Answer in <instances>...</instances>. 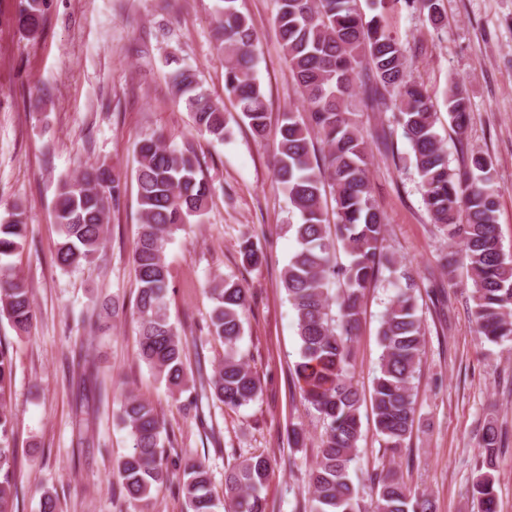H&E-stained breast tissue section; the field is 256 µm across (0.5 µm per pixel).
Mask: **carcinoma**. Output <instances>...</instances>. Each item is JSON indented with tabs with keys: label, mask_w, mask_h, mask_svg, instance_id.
Returning a JSON list of instances; mask_svg holds the SVG:
<instances>
[{
	"label": "carcinoma",
	"mask_w": 512,
	"mask_h": 512,
	"mask_svg": "<svg viewBox=\"0 0 512 512\" xmlns=\"http://www.w3.org/2000/svg\"><path fill=\"white\" fill-rule=\"evenodd\" d=\"M404 2L422 22L445 28L440 0H377L383 10ZM236 0H220L213 15L218 51L224 56V90L241 119L256 137L267 129L264 94L254 75L256 36ZM273 22L279 31L292 80L310 112V124L290 110L279 128L276 177L299 222L289 225L297 249L283 273V288L296 317L299 361L295 373L303 399L320 415L322 446L309 474V512H434L430 497L411 489L393 468L374 480L375 497L361 506L350 471L358 456L360 408L364 396L354 386L352 348L360 327L361 300L383 272L394 295L381 318V353L372 381L371 409L385 450L397 454L416 421L414 388L425 332L410 268L385 250V216L368 177L367 132L357 107L394 112L409 141L420 178L422 200L433 223L460 254L441 258L444 270L462 262L471 280V323L483 343H512V257L505 254L497 219L498 190L490 155L474 150L461 169H452L436 132L437 112L422 84L407 70L401 45L378 16L367 17L358 0H275ZM44 0H19L13 21L27 35L42 27ZM175 97L185 104L193 127L217 141L227 135L224 105L199 89L195 73L177 68L171 74ZM448 117L463 132L471 114L470 99L458 86L447 100ZM322 142L321 157H312L309 127ZM138 155L136 200L139 230L133 252L138 280L134 314L139 329V355L164 379L172 395L186 391L184 344L170 322L167 298L170 272L165 246L181 226L201 219L213 186L194 151L172 148L150 135L135 144ZM125 184L104 165H90L57 189L55 221L60 240L56 263L65 271L92 263L109 227L110 210L119 206ZM332 196L334 233L327 231L323 200ZM27 222L17 204L0 219V317L26 332L35 319L29 286L9 258L24 245ZM349 256L336 263V244ZM243 262H259L252 237L243 239ZM214 307L208 334L224 343V361L200 385L218 402L240 408L255 402L259 379L239 349L248 289L224 278L209 289ZM124 305L106 303L84 328L102 327ZM13 375L7 346L0 344V512H14L18 487L9 469L8 434L13 417L1 404ZM118 419L127 429L129 450L117 461L120 493L131 505L153 498V492L178 480L188 512H218L205 463L173 460L165 449L166 427L147 399L131 395ZM502 447L493 424L481 433V462L472 495L479 512H497L492 471ZM270 475L268 458L251 456L224 473L228 512H266L264 489Z\"/></svg>",
	"instance_id": "carcinoma-1"
}]
</instances>
